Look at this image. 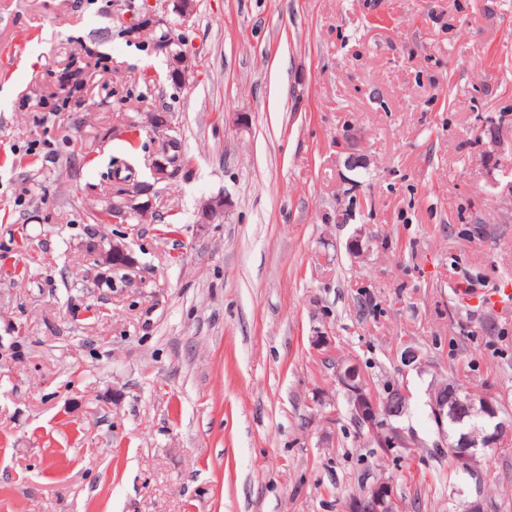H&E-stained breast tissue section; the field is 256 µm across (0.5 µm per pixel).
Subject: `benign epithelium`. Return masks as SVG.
<instances>
[{"label":"benign epithelium","mask_w":512,"mask_h":512,"mask_svg":"<svg viewBox=\"0 0 512 512\" xmlns=\"http://www.w3.org/2000/svg\"><path fill=\"white\" fill-rule=\"evenodd\" d=\"M172 10L181 20L179 40H188L190 22L194 15V0H171ZM168 61V76L172 88L180 92L189 82L187 71L182 67L181 50L165 51ZM188 162L178 150L161 152L153 161L152 172L158 182L172 179L181 172H188ZM125 202L115 205L117 220L130 217H146L152 213L151 185L142 182L125 184ZM232 207L230 198L217 195L205 200L199 209V223L212 224L216 218L227 213ZM102 264L112 266V259L121 257L127 265L135 266V258L127 246L114 241L107 249L99 251ZM401 362L406 367L425 371L427 363L420 350L407 347L401 352ZM335 376L347 397L350 419L359 433L370 442L377 444L385 456L397 455L412 447V435L399 425V419L406 413L411 394L403 385L393 384L384 392L374 390L361 367L349 361L335 362ZM429 404L438 426L450 417L460 418L476 408L473 400L454 402L452 389L440 392L435 388L428 391ZM481 416L484 431L479 439L465 436L451 446L454 464L463 463L470 470L477 462V454L485 448L494 447L506 435L512 434V423L500 419L499 412L489 399L482 402ZM346 512H400L394 494L393 482L380 478L359 497L346 503Z\"/></svg>","instance_id":"7a95c632"}]
</instances>
